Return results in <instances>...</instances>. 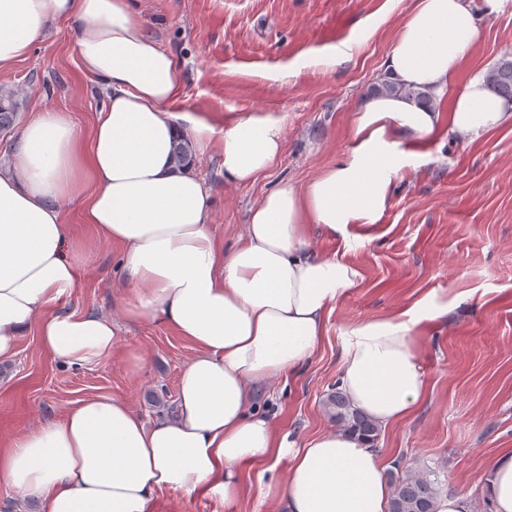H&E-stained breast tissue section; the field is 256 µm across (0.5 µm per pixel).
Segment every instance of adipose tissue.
I'll return each mask as SVG.
<instances>
[{
	"label": "adipose tissue",
	"instance_id": "obj_1",
	"mask_svg": "<svg viewBox=\"0 0 512 512\" xmlns=\"http://www.w3.org/2000/svg\"><path fill=\"white\" fill-rule=\"evenodd\" d=\"M503 0H418L386 76L422 89L432 105L401 95L364 101L356 146L304 186L283 185L253 208L232 248L211 230L213 192L174 145L192 131L199 150L224 157V181L252 183L282 155L281 125L248 115L214 126L170 106L178 64L143 25L133 0H0V69L24 58L54 22L76 25L83 71L106 100L89 130L44 111L20 131L16 161L0 173V363L20 336L70 366L112 355L117 321L156 319L188 339L173 415L146 421L108 394L74 402L59 420L0 441V484L42 512H153L158 492L200 490L239 500L243 467L287 461L282 483L259 494L276 512H388L390 488L377 448L343 430L306 443L279 433L256 402L260 386L293 375L316 349L337 300L360 270L320 254L313 230L374 223L402 167L403 144L433 135L476 139L512 124V102L474 72L452 78ZM450 98L448 114L435 101ZM83 196L82 218L98 240L120 245L125 286L116 317L62 308L86 260L73 246L62 204ZM436 310L356 324L341 338L339 387L353 407L390 427L421 400L425 377L412 330ZM490 512H512V448L486 470Z\"/></svg>",
	"mask_w": 512,
	"mask_h": 512
}]
</instances>
